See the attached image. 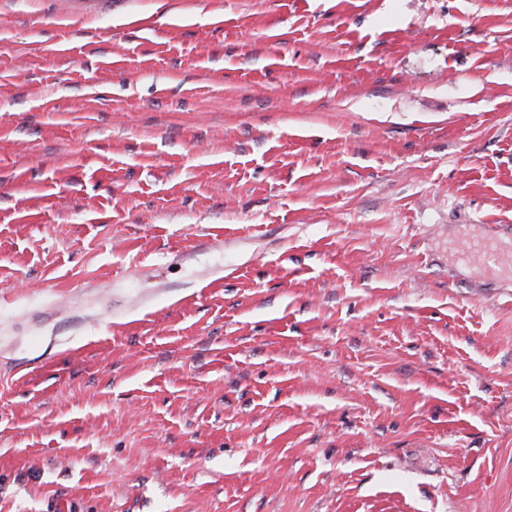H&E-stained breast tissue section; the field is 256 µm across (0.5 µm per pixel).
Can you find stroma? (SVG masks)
<instances>
[{
  "label": "stroma",
  "mask_w": 512,
  "mask_h": 512,
  "mask_svg": "<svg viewBox=\"0 0 512 512\" xmlns=\"http://www.w3.org/2000/svg\"><path fill=\"white\" fill-rule=\"evenodd\" d=\"M0 0V512H512V0ZM500 233L496 226L485 224L478 232L470 233L467 238L466 250L462 255V263L470 266V260H479L487 263L502 261L501 255L511 250L502 248L498 241Z\"/></svg>",
  "instance_id": "stroma-1"
}]
</instances>
